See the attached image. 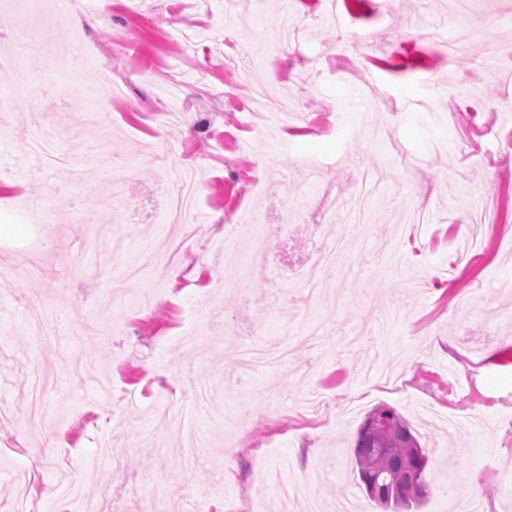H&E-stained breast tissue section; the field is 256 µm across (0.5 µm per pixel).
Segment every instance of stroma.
I'll return each instance as SVG.
<instances>
[{
    "label": "stroma",
    "instance_id": "obj_1",
    "mask_svg": "<svg viewBox=\"0 0 512 512\" xmlns=\"http://www.w3.org/2000/svg\"><path fill=\"white\" fill-rule=\"evenodd\" d=\"M165 2L114 0L101 23L99 0H50L58 36L0 75V185L15 186L0 194V269L18 274L0 292V512H20L24 488L31 512H84L50 494L61 482L123 512H301L269 471L309 476L323 512H376L351 446L382 404L429 457L421 512H512V57L481 65L512 41V0L464 16L443 0ZM344 31L378 34L370 57ZM226 34L264 57L225 67L210 49ZM461 81L482 98L449 93ZM107 83V124L83 120ZM250 85L297 110L279 136L247 130ZM36 104L85 179L27 150ZM172 146L201 177L180 224ZM315 172L331 188L321 225L301 207ZM249 214L273 228L268 285L244 270L227 294L222 230ZM342 225L355 273L338 299L310 297L307 256Z\"/></svg>",
    "mask_w": 512,
    "mask_h": 512
}]
</instances>
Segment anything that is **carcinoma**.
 I'll use <instances>...</instances> for the list:
<instances>
[{"label": "carcinoma", "instance_id": "carcinoma-1", "mask_svg": "<svg viewBox=\"0 0 512 512\" xmlns=\"http://www.w3.org/2000/svg\"><path fill=\"white\" fill-rule=\"evenodd\" d=\"M381 413L390 427L388 435L380 437L368 430L369 419L360 426L354 456L358 476L363 489L383 512H399L420 506L429 494L427 476V454L417 456V449L409 444L417 441L407 421L392 407L379 405L369 415ZM420 477L423 486L421 495L406 498L402 489L410 476Z\"/></svg>", "mask_w": 512, "mask_h": 512}]
</instances>
